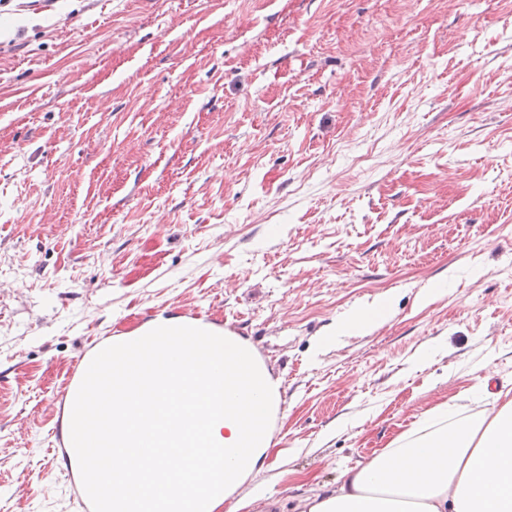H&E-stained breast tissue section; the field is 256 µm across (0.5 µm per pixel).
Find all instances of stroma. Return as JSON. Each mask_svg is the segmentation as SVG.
<instances>
[{
	"label": "stroma",
	"mask_w": 512,
	"mask_h": 512,
	"mask_svg": "<svg viewBox=\"0 0 512 512\" xmlns=\"http://www.w3.org/2000/svg\"><path fill=\"white\" fill-rule=\"evenodd\" d=\"M165 310L281 383L222 512H295L482 378L512 393V0L0 8V512H78L65 372ZM391 312L390 300L377 299L338 321L324 341L328 343L336 341L341 336L370 332L376 326L386 323L390 319Z\"/></svg>",
	"instance_id": "obj_1"
}]
</instances>
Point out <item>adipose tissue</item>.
Instances as JSON below:
<instances>
[{
	"label": "adipose tissue",
	"instance_id": "1",
	"mask_svg": "<svg viewBox=\"0 0 512 512\" xmlns=\"http://www.w3.org/2000/svg\"><path fill=\"white\" fill-rule=\"evenodd\" d=\"M378 299L338 321L329 340L386 323ZM431 409L368 462L344 468L335 489L307 498L306 512H512V399L498 411Z\"/></svg>",
	"mask_w": 512,
	"mask_h": 512
}]
</instances>
